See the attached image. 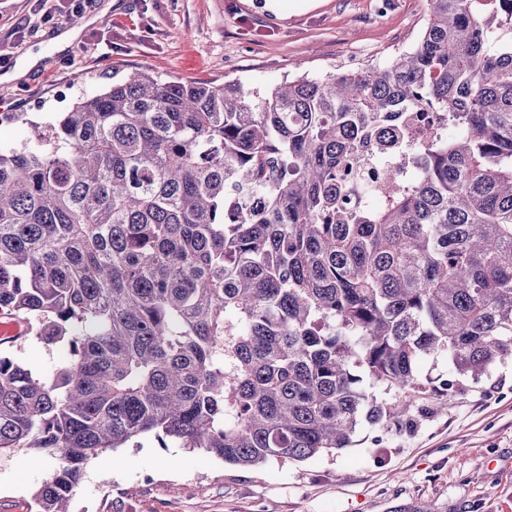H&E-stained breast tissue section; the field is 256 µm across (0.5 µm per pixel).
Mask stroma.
I'll return each mask as SVG.
<instances>
[{
	"mask_svg": "<svg viewBox=\"0 0 512 512\" xmlns=\"http://www.w3.org/2000/svg\"><path fill=\"white\" fill-rule=\"evenodd\" d=\"M34 0H0V148L32 143L82 96L135 69L181 82L284 79L384 65L412 49L428 0H96L78 24L33 21ZM77 36L64 50L52 39ZM12 353L52 376L59 349L20 338ZM49 454L0 456V512H36ZM71 512H512V360L464 381L413 432L362 426L354 443L304 461L229 465L146 434L86 469Z\"/></svg>",
	"mask_w": 512,
	"mask_h": 512,
	"instance_id": "obj_1",
	"label": "stroma"
}]
</instances>
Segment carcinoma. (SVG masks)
<instances>
[{
    "mask_svg": "<svg viewBox=\"0 0 512 512\" xmlns=\"http://www.w3.org/2000/svg\"><path fill=\"white\" fill-rule=\"evenodd\" d=\"M504 27L512 0H430L388 64L256 104L136 70L0 149V319L67 352L40 378L0 349V454L57 461L37 512H70L86 466L148 433L231 465L305 460L364 423L410 431L512 359V43L488 48ZM431 104L460 131L361 204L364 153ZM439 354L450 372L421 378Z\"/></svg>",
    "mask_w": 512,
    "mask_h": 512,
    "instance_id": "1",
    "label": "carcinoma"
}]
</instances>
